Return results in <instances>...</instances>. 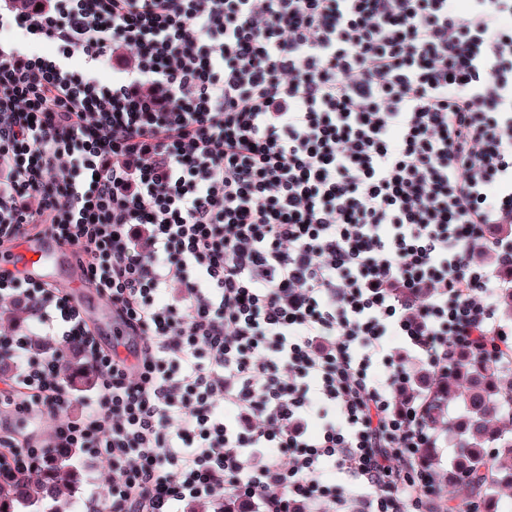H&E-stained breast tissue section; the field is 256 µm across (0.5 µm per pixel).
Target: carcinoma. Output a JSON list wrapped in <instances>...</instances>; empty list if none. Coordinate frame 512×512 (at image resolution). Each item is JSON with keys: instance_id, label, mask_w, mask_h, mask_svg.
<instances>
[{"instance_id": "1", "label": "carcinoma", "mask_w": 512, "mask_h": 512, "mask_svg": "<svg viewBox=\"0 0 512 512\" xmlns=\"http://www.w3.org/2000/svg\"><path fill=\"white\" fill-rule=\"evenodd\" d=\"M437 396L427 425L448 431L455 456L443 464L440 449L420 448L418 458L444 489L439 512H496L501 495L512 489V369L491 355L465 348L444 377L430 381ZM464 479L470 497L454 487ZM81 474L72 452L51 449L33 479L0 483V512H27L47 499L67 501Z\"/></svg>"}]
</instances>
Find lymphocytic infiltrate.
Returning a JSON list of instances; mask_svg holds the SVG:
<instances>
[{"mask_svg":"<svg viewBox=\"0 0 512 512\" xmlns=\"http://www.w3.org/2000/svg\"><path fill=\"white\" fill-rule=\"evenodd\" d=\"M16 3L0 249L76 252L116 337L0 265L47 338L0 328V479L72 448L95 512H430L414 374L512 335V0Z\"/></svg>","mask_w":512,"mask_h":512,"instance_id":"obj_1","label":"lymphocytic infiltrate"}]
</instances>
